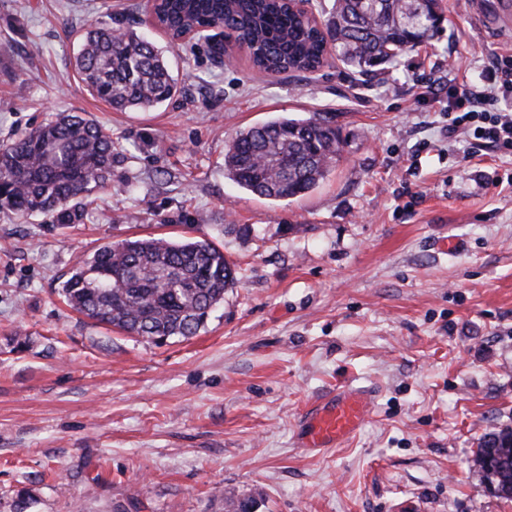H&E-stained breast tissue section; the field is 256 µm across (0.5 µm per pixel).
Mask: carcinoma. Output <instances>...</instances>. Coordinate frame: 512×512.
Here are the masks:
<instances>
[{
  "label": "carcinoma",
  "mask_w": 512,
  "mask_h": 512,
  "mask_svg": "<svg viewBox=\"0 0 512 512\" xmlns=\"http://www.w3.org/2000/svg\"><path fill=\"white\" fill-rule=\"evenodd\" d=\"M437 0H334L322 23L280 0H163L165 33L175 37L224 21L257 46L253 65L270 73L315 71L331 56L359 75L376 76L397 57L429 41L442 15ZM75 67L91 96L120 112H147L182 94L164 51L132 25L117 31L95 22L80 36ZM343 143L328 121L278 118L241 131L227 146L224 167L241 188L287 200L313 189L340 161ZM119 163L109 134L83 112L59 115L0 144V209L44 213L74 224L81 199L107 188ZM235 283L224 251L213 242L126 239L80 258L61 295L100 325L160 344L187 339L205 326ZM486 486L512 483V429L482 438L474 454Z\"/></svg>",
  "instance_id": "obj_1"
}]
</instances>
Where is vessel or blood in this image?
I'll list each match as a JSON object with an SVG mask.
<instances>
[{
    "instance_id": "1",
    "label": "vessel or blood",
    "mask_w": 512,
    "mask_h": 512,
    "mask_svg": "<svg viewBox=\"0 0 512 512\" xmlns=\"http://www.w3.org/2000/svg\"><path fill=\"white\" fill-rule=\"evenodd\" d=\"M373 399L371 388L338 385L320 404L305 410L298 433L300 447L318 453L340 445L357 431Z\"/></svg>"
}]
</instances>
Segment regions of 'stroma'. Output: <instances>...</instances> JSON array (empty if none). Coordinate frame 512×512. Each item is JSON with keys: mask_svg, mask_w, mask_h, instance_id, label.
Instances as JSON below:
<instances>
[{"mask_svg": "<svg viewBox=\"0 0 512 512\" xmlns=\"http://www.w3.org/2000/svg\"><path fill=\"white\" fill-rule=\"evenodd\" d=\"M429 42L373 79L335 62L268 74L169 42L144 0H0V143L85 112L121 159L77 223L0 211V512H512L470 466L512 426V155L471 152L444 107L482 84L512 30L441 0ZM122 15L184 92L151 112L92 98L89 22ZM320 117L344 140L314 189L274 201L224 173L240 130ZM207 239L236 282L204 328L156 345L79 314L75 263L127 238ZM343 382L379 397L317 455L301 415Z\"/></svg>", "mask_w": 512, "mask_h": 512, "instance_id": "obj_1", "label": "stroma"}]
</instances>
